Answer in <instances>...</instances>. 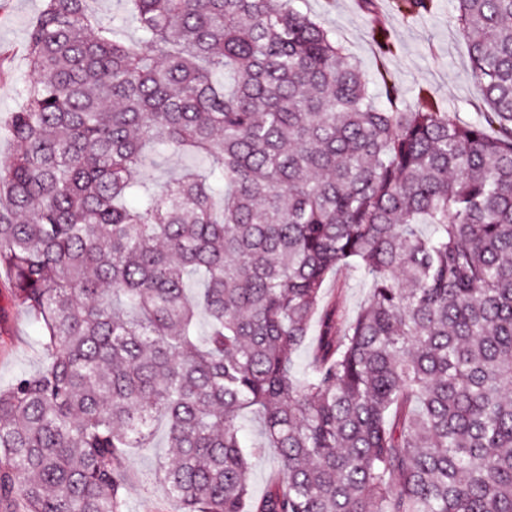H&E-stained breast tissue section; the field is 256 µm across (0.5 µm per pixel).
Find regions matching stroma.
<instances>
[{
    "label": "stroma",
    "mask_w": 512,
    "mask_h": 512,
    "mask_svg": "<svg viewBox=\"0 0 512 512\" xmlns=\"http://www.w3.org/2000/svg\"><path fill=\"white\" fill-rule=\"evenodd\" d=\"M41 0H7L0 11V51L12 50L8 77L0 80V122L18 105L15 88L29 80L31 73L22 53L30 24ZM301 7L335 35L369 80L377 103H384L383 80H391L406 101H413L419 88L430 90L436 100L460 123L478 121L485 109L484 97L475 82L468 46L458 32L456 0H434L431 11L401 20L392 0H378V17L396 43L393 54L380 55L369 37L371 15L359 0H303ZM368 283L354 270L339 280H328L326 295L340 303L348 315H355L364 302ZM40 329L27 315L0 273V386H9L23 373L41 366L44 355L39 344ZM165 430L156 425L154 445L130 449L123 466L130 480L126 512H173L159 481L165 453Z\"/></svg>",
    "instance_id": "1"
}]
</instances>
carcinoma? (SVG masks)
Here are the masks:
<instances>
[{"label":"carcinoma","mask_w":512,"mask_h":512,"mask_svg":"<svg viewBox=\"0 0 512 512\" xmlns=\"http://www.w3.org/2000/svg\"><path fill=\"white\" fill-rule=\"evenodd\" d=\"M126 2L133 40L43 0L0 127V273L44 354L0 388V512H124L159 420L175 512H512V0H457L467 125L375 104L300 0ZM162 147L201 166L156 193ZM349 268L354 317L324 291ZM273 456V449H267L265 454H263L253 466L251 473V493L254 498L262 497L267 490Z\"/></svg>","instance_id":"1"}]
</instances>
